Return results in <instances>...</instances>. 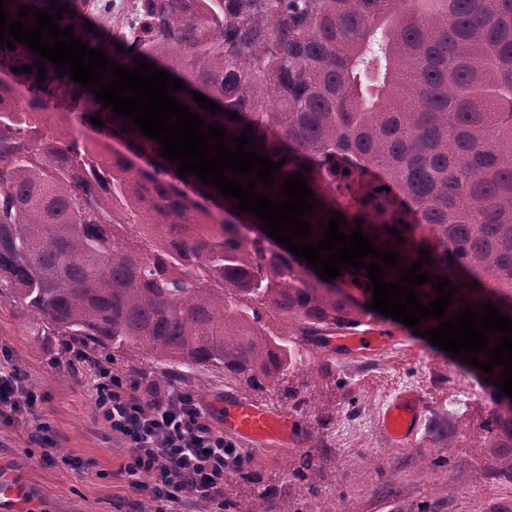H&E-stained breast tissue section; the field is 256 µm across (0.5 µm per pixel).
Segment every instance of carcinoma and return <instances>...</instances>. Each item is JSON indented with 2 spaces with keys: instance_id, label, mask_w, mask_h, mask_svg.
<instances>
[{
  "instance_id": "obj_1",
  "label": "carcinoma",
  "mask_w": 512,
  "mask_h": 512,
  "mask_svg": "<svg viewBox=\"0 0 512 512\" xmlns=\"http://www.w3.org/2000/svg\"><path fill=\"white\" fill-rule=\"evenodd\" d=\"M70 24L118 64L140 58L182 80L174 96L206 123L234 137L251 125L257 153L286 159L275 186L255 191L275 199L310 167L307 241L340 212L341 231L360 220L374 246L399 254L384 281L424 248L433 264L422 272L459 286L446 317L491 302L512 318V0H136L107 38L63 13ZM35 57L0 48V63L32 68L16 73L25 82L38 81ZM45 65L41 89L63 90L76 109L68 126L18 108L0 82V289L57 334L275 390L300 348L325 352L332 336L381 318L366 308V269L328 282L250 234L260 220L236 199L179 177L159 142ZM192 90L224 112L200 108ZM85 126L127 155L104 157ZM501 371L485 374L494 410L479 424L481 475L512 482ZM259 499L265 512H299L286 484Z\"/></svg>"
}]
</instances>
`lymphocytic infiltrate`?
<instances>
[{
	"mask_svg": "<svg viewBox=\"0 0 512 512\" xmlns=\"http://www.w3.org/2000/svg\"><path fill=\"white\" fill-rule=\"evenodd\" d=\"M73 358L89 370L97 419L128 453L127 480L154 503V512L200 500L209 502L212 512H223L224 478L244 465L245 456L210 422L202 403L156 381L126 388L111 364L91 359L85 349H76ZM37 400L20 367L1 359L0 420L31 413Z\"/></svg>",
	"mask_w": 512,
	"mask_h": 512,
	"instance_id": "lymphocytic-infiltrate-1",
	"label": "lymphocytic infiltrate"
}]
</instances>
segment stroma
Instances as JSON below:
<instances>
[{
  "label": "stroma",
  "mask_w": 512,
  "mask_h": 512,
  "mask_svg": "<svg viewBox=\"0 0 512 512\" xmlns=\"http://www.w3.org/2000/svg\"><path fill=\"white\" fill-rule=\"evenodd\" d=\"M376 327L399 337V344L337 356L331 367L320 353L304 351L289 377L295 391L289 398L255 390L217 368L167 370L150 357L108 346L91 353L126 381L171 382L192 392L217 423L235 397L287 411L295 425L292 443L243 444V474L253 480L227 476L226 495L253 497L302 468L318 489L310 500L303 485L294 489L307 512H512V483L479 474L478 425L490 409L484 381L405 324L388 319ZM71 345L25 306L0 297V350L42 395L24 419L0 422V473L24 479L41 512H144V497L123 474L124 448L95 418L86 366L67 364ZM409 389L424 397L425 427L414 446L401 447L380 433L378 416L394 394ZM435 421L446 425L447 445L430 436L427 426ZM42 424L62 463L41 464L32 436Z\"/></svg>",
  "instance_id": "1"
}]
</instances>
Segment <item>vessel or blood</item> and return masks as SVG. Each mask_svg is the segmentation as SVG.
I'll return each instance as SVG.
<instances>
[{
	"label": "vessel or blood",
	"mask_w": 512,
	"mask_h": 512,
	"mask_svg": "<svg viewBox=\"0 0 512 512\" xmlns=\"http://www.w3.org/2000/svg\"><path fill=\"white\" fill-rule=\"evenodd\" d=\"M424 400L413 391L396 394L383 409L380 429L397 445H412L422 424ZM224 425L234 436L248 442H284L288 439V415L239 400L224 415ZM25 489L11 477L0 475V512H21Z\"/></svg>",
	"instance_id": "obj_1"
}]
</instances>
